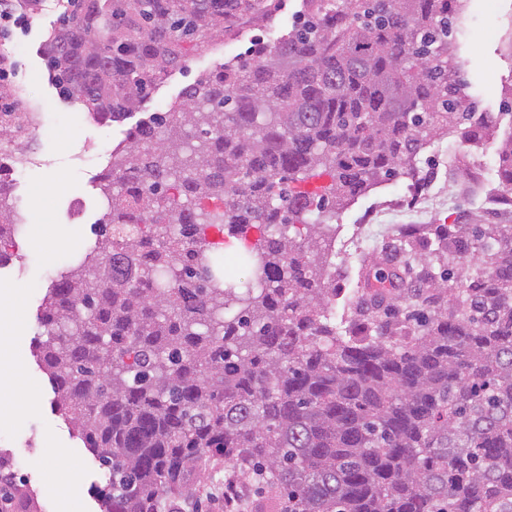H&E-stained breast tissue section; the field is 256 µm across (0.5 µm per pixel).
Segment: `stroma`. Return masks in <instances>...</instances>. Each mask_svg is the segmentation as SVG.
I'll list each match as a JSON object with an SVG mask.
<instances>
[{"label":"stroma","mask_w":512,"mask_h":512,"mask_svg":"<svg viewBox=\"0 0 512 512\" xmlns=\"http://www.w3.org/2000/svg\"><path fill=\"white\" fill-rule=\"evenodd\" d=\"M467 7L474 25L460 46L461 76L477 113L491 118L493 133L477 147L449 143L444 156L425 149L418 173L384 182L337 210L331 244L336 314L368 293V264L345 253L348 240L395 235L426 224H512V200L489 173L512 136V0H468ZM304 9V0H285L284 9L245 16L222 35L199 42L181 68L155 82L141 106L104 127L91 121L82 104L59 95L46 65L44 48L59 24L60 9L41 5L27 28L0 29V55L12 64L9 78L0 81V128L20 145L18 151L0 154V167L10 171L6 202L19 219L14 250L0 265V289L11 293L14 353L23 365V377L10 393L16 408L10 419L0 421V451L7 452L14 472L35 492L40 512H65L68 497L80 503V512H102L99 491L107 481L105 471L55 410L53 385L36 357L46 338L40 313L54 270L77 265L98 245L102 174L129 135L149 124L155 113L180 103L201 75L248 61L255 40L267 49L279 45ZM52 182L59 183V190L45 192ZM71 235L76 243L69 246L65 240ZM37 237L58 238L64 245L48 258L35 247ZM29 395L36 399L31 409L24 405ZM233 477L223 460H214L195 478L191 491L161 498L160 512H224V485Z\"/></svg>","instance_id":"obj_1"}]
</instances>
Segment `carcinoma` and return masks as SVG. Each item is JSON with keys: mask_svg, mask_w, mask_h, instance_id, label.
Masks as SVG:
<instances>
[{"mask_svg": "<svg viewBox=\"0 0 512 512\" xmlns=\"http://www.w3.org/2000/svg\"><path fill=\"white\" fill-rule=\"evenodd\" d=\"M305 2L281 46L186 88L103 175L98 251L42 307L56 409L107 471L104 512H154L215 458L266 490L257 512H512V234L404 237L417 263H371L373 300L340 324L331 262L307 256L337 207L415 173L431 141L488 134L459 75L464 5ZM270 8L64 0L45 58L63 98L114 122L194 43ZM498 169L512 183V143ZM205 227L258 229L255 287L226 282ZM16 230L0 205V241ZM451 255L468 265L448 298ZM0 512H38L3 452Z\"/></svg>", "mask_w": 512, "mask_h": 512, "instance_id": "obj_1", "label": "carcinoma"}]
</instances>
